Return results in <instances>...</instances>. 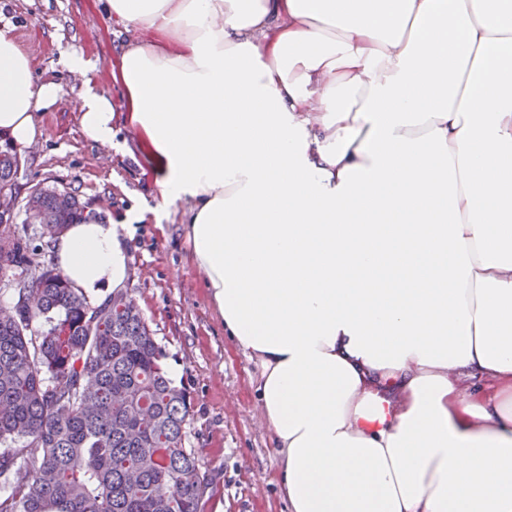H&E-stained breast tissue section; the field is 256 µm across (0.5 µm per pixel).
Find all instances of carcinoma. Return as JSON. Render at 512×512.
<instances>
[{
    "instance_id": "1",
    "label": "carcinoma",
    "mask_w": 512,
    "mask_h": 512,
    "mask_svg": "<svg viewBox=\"0 0 512 512\" xmlns=\"http://www.w3.org/2000/svg\"><path fill=\"white\" fill-rule=\"evenodd\" d=\"M14 157L0 150V184L16 180ZM31 200L51 228L91 219L74 194L65 207L48 190ZM2 235L15 242L0 253V281L43 272L0 309V512H203L210 482L186 447L189 396L130 295L92 306L37 260V230L6 224ZM25 293L38 296L32 314Z\"/></svg>"
}]
</instances>
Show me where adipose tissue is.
Masks as SVG:
<instances>
[{
	"instance_id": "ef3b65f1",
	"label": "adipose tissue",
	"mask_w": 512,
	"mask_h": 512,
	"mask_svg": "<svg viewBox=\"0 0 512 512\" xmlns=\"http://www.w3.org/2000/svg\"><path fill=\"white\" fill-rule=\"evenodd\" d=\"M147 31L86 135L137 151L252 386L288 512H512V0H105ZM60 88L0 28V147ZM132 227L56 263L97 304Z\"/></svg>"
}]
</instances>
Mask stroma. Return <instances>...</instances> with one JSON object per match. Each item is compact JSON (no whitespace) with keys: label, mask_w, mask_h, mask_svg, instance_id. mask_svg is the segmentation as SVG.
<instances>
[{"label":"stroma","mask_w":512,"mask_h":512,"mask_svg":"<svg viewBox=\"0 0 512 512\" xmlns=\"http://www.w3.org/2000/svg\"><path fill=\"white\" fill-rule=\"evenodd\" d=\"M0 21L29 57L34 81L61 88L56 105L38 115L43 136L22 158L19 191L65 190L88 211L135 226L126 289L190 398L187 445L197 449L213 483L205 512H288L249 384L255 366L232 349L189 258L187 201L158 208L144 160L117 151L105 156L80 125L76 103L85 81L122 109L125 91L112 65L121 42L136 39L137 31H124L96 0H0ZM66 53L84 56L87 74L66 70L60 63Z\"/></svg>","instance_id":"1"}]
</instances>
